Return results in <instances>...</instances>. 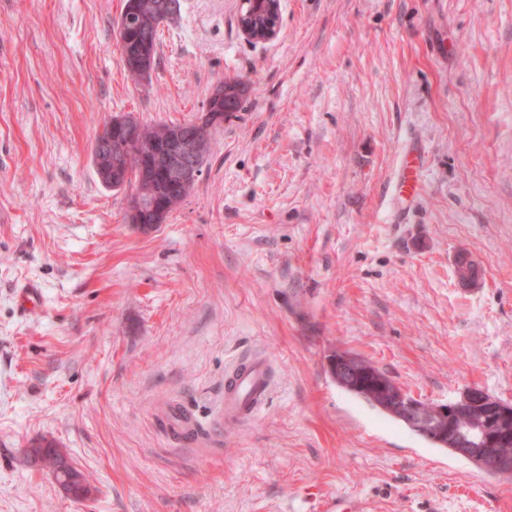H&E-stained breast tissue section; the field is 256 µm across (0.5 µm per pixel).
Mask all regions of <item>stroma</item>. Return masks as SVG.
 <instances>
[{
  "label": "stroma",
  "mask_w": 512,
  "mask_h": 512,
  "mask_svg": "<svg viewBox=\"0 0 512 512\" xmlns=\"http://www.w3.org/2000/svg\"><path fill=\"white\" fill-rule=\"evenodd\" d=\"M279 4L259 42L241 0H180L136 83L124 0H0V512H512V479L344 392L328 361L359 353L429 403L475 385L512 404V0ZM236 76L245 109L193 191L130 224L129 190L91 164L104 122L198 121ZM409 149L424 190L403 211ZM247 354L272 392L228 424L224 371ZM41 440L87 499L24 458Z\"/></svg>",
  "instance_id": "35a3bbf8"
}]
</instances>
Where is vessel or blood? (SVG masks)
Wrapping results in <instances>:
<instances>
[{
  "instance_id": "vessel-or-blood-1",
  "label": "vessel or blood",
  "mask_w": 512,
  "mask_h": 512,
  "mask_svg": "<svg viewBox=\"0 0 512 512\" xmlns=\"http://www.w3.org/2000/svg\"><path fill=\"white\" fill-rule=\"evenodd\" d=\"M420 155L406 152L394 185V196L410 204L421 191ZM272 385L270 364L261 355L237 360L224 377V420L240 423L253 420L264 406Z\"/></svg>"
}]
</instances>
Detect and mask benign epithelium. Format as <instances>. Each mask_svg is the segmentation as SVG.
<instances>
[{
	"label": "benign epithelium",
	"mask_w": 512,
	"mask_h": 512,
	"mask_svg": "<svg viewBox=\"0 0 512 512\" xmlns=\"http://www.w3.org/2000/svg\"><path fill=\"white\" fill-rule=\"evenodd\" d=\"M134 68L144 69L151 63L149 40H144L139 53L125 58ZM138 121L135 117L119 116L112 121V149L105 150L98 159L99 177L122 186L127 183L129 172L112 164V156L135 155L140 161L138 180L164 182L168 195H179L195 185L201 162L208 155L209 140L192 125H183L166 139L146 142L137 136ZM166 198L152 200L146 207L141 199L130 206V222L145 229L155 227L168 217ZM338 371L350 384L366 386L360 367L350 361L336 362ZM391 407L400 412L407 424L422 433L439 437L451 436L458 455L482 465L492 462L505 474L512 472V458L498 453L499 440L491 434L489 426L494 420L512 417V409L493 399L478 387L466 389L460 397L446 404L426 403L397 386L388 393ZM467 419V427L458 429L455 421Z\"/></svg>",
	"instance_id": "1"
}]
</instances>
